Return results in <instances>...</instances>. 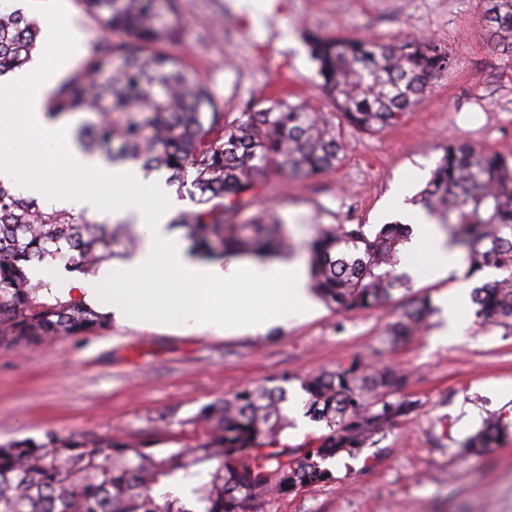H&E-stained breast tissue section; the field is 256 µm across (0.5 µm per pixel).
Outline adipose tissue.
Listing matches in <instances>:
<instances>
[{
    "mask_svg": "<svg viewBox=\"0 0 512 512\" xmlns=\"http://www.w3.org/2000/svg\"><path fill=\"white\" fill-rule=\"evenodd\" d=\"M63 59H35L30 67L0 80V99H20V109L0 114V178L12 180L24 194L58 208L96 212L97 198L60 193L48 154L18 151L19 143L54 136L65 146L71 171L110 185L113 203L123 213L137 218L146 236L138 252L120 266H100L93 277L80 281L51 276V291L63 298L97 304L103 313L131 323H160L179 330H217L225 335L263 333L285 325L297 315L313 313L315 304L308 291L303 264L283 257L270 261L249 259L202 262L191 256L176 235L168 232V206L162 205V190L152 189L150 197L129 193V186L141 185L135 167L114 168L88 156L73 142L70 127L52 122L44 109L45 98ZM410 248L431 251L432 272L443 275L462 269L460 257L446 244L434 224L415 216ZM153 283L144 293L143 283ZM252 286L248 299H241L238 286Z\"/></svg>",
    "mask_w": 512,
    "mask_h": 512,
    "instance_id": "obj_1",
    "label": "adipose tissue"
}]
</instances>
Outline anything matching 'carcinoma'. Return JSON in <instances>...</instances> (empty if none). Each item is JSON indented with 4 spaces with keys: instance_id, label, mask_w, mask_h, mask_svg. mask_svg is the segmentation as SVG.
<instances>
[{
    "instance_id": "1",
    "label": "carcinoma",
    "mask_w": 512,
    "mask_h": 512,
    "mask_svg": "<svg viewBox=\"0 0 512 512\" xmlns=\"http://www.w3.org/2000/svg\"><path fill=\"white\" fill-rule=\"evenodd\" d=\"M128 39L95 43L83 66L51 95L54 116L100 112L75 131L83 151L113 164L134 163L149 175L168 171V184L190 186L196 208L174 221L189 251L205 262L226 255L272 259L288 237L272 216L237 223L263 195L272 170L311 178L333 171L344 151L339 128L372 134L399 123L421 101L429 82L448 71V49L394 36L388 41L314 36L311 55L320 87L336 107L273 100L224 118L193 72L159 50L174 39L177 0H82ZM491 36L512 57V0H481ZM40 33L36 20L0 0V76L30 61ZM415 203L465 252L468 274L498 272L471 293L475 323L512 335V153L450 141ZM409 225L319 224L308 244L310 288L326 304L352 313L377 308L408 287L398 271ZM137 241L133 225L99 224L86 215L46 208L0 182V348L39 346L108 327V316L81 301L45 294L31 270L61 264L89 275L126 258ZM428 296L410 302L388 335L397 342L429 325ZM307 395L305 415L325 432L300 446L278 439L288 426L286 384ZM408 372L372 369L353 358L336 370L284 376L245 387L230 400L201 406L188 423L206 438L185 449L155 448L128 436L42 438L0 443V512H254L271 493L289 495L334 479L323 466L374 445L418 403L404 396ZM512 419L489 413L466 442L476 453L494 448Z\"/></svg>"
}]
</instances>
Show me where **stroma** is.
Here are the masks:
<instances>
[{
	"instance_id": "35a3bbf8",
	"label": "stroma",
	"mask_w": 512,
	"mask_h": 512,
	"mask_svg": "<svg viewBox=\"0 0 512 512\" xmlns=\"http://www.w3.org/2000/svg\"><path fill=\"white\" fill-rule=\"evenodd\" d=\"M24 10L88 42L124 40L88 13L81 0H25ZM178 39L161 49L194 71L225 116L261 100L287 97L329 112L309 50L314 35L387 40L415 34L446 45L452 65L433 79L403 121L375 134L343 127L340 166L311 179L268 177L260 201L272 208L304 259L317 224H385L418 213L414 195L451 140L512 153V57L488 31L480 0H274L244 10L237 0H179ZM54 160L55 184L94 193L97 222L112 224V190L75 178L64 147L40 143ZM458 272L414 274L409 289L384 306L344 313L319 305L266 333L227 336L174 332L160 324L124 325L63 337L21 350L0 348V442L58 434H127L157 447L194 443L203 428L187 420L200 406L232 398L273 377L331 370L362 356L410 370L406 389L419 406L374 446L332 463L334 481L271 495L257 512H512V437L477 456L461 445L482 415L512 418V335L470 325L434 344L429 334L392 342L387 326L421 294L455 296ZM289 426L281 437L300 445L320 435L306 420L298 384L288 386Z\"/></svg>"
}]
</instances>
